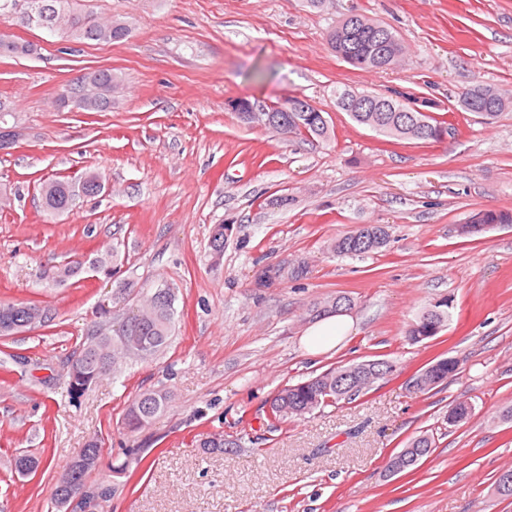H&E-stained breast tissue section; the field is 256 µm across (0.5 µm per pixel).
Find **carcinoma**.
<instances>
[{
    "label": "carcinoma",
    "mask_w": 512,
    "mask_h": 512,
    "mask_svg": "<svg viewBox=\"0 0 512 512\" xmlns=\"http://www.w3.org/2000/svg\"><path fill=\"white\" fill-rule=\"evenodd\" d=\"M22 0H0V21L22 27H30L23 11L17 9ZM50 6V11L66 18V27L57 34L68 41L79 43H112L127 39L132 26H122L126 19L113 17L105 22L93 18L83 7V0H39ZM364 15L349 12L329 31L327 42L337 57L349 65L367 72H379L396 63L404 48L398 34L384 23L366 26L361 22ZM0 54L8 56L32 54V44L0 37ZM114 90L109 100L97 98L83 100L78 108L88 112H108L122 89L121 77L112 70L98 69L71 81L78 86L87 79ZM461 97L472 100V112L483 120L490 121L512 109V96L480 81L461 92ZM336 108L347 112L350 118L381 134L422 142H439L448 134L444 121L416 110L417 103L403 95L383 96L371 92H360L346 86L335 91ZM240 118L248 123L257 120L266 127L284 136L304 135L326 140L330 137L328 122L323 111L300 97H288L259 114L243 112ZM97 176L88 171L77 183L67 180H49L41 185L44 210L50 215L70 211L82 197H91L94 192L86 187ZM497 224H512V211L487 210L475 215L460 227L466 236ZM388 233L380 224H362L336 238L330 249L338 256H360L377 251L385 246ZM100 271L113 278L112 300L126 301L137 288V282L119 276L117 255L114 253L93 259ZM81 274V263L72 261L62 266L44 269L41 278L46 282H63ZM176 296L173 288L160 281L145 293L141 306L142 319L137 328V339H132L126 330L127 323L120 320L112 323V333H99L80 345L78 356L71 362L68 377V394L79 399L101 378L118 371L127 358L149 360L164 350L176 323ZM451 303L447 298L436 301L423 311L407 329V338L413 342L431 338L441 330L450 317ZM38 323L48 320L47 311L31 303L0 304V336H9L23 330L22 322L30 317ZM394 365L383 359L367 360L350 365L330 368L314 377L286 385L278 389L268 402L265 414L270 430H279L291 419L302 418L317 409L336 406L342 401H351L368 393L376 381L393 372ZM459 369L457 359L441 358L418 372L413 381L415 390L427 392ZM169 392L164 389H146L138 392L127 407L124 426L130 432H139L149 427L165 410ZM471 407L465 402L448 406V425L455 426L467 419ZM245 434L232 435L228 439L201 437L196 447L204 453L222 451L226 448H241ZM434 448L433 436L424 432L410 439L395 455L391 456L388 469L394 473L401 467H410L430 456Z\"/></svg>",
    "instance_id": "obj_1"
}]
</instances>
